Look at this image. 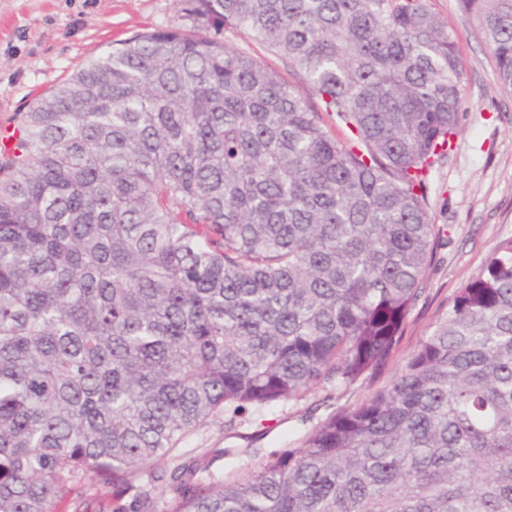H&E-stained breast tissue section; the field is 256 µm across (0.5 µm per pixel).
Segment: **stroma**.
<instances>
[{"instance_id":"obj_1","label":"stroma","mask_w":512,"mask_h":512,"mask_svg":"<svg viewBox=\"0 0 512 512\" xmlns=\"http://www.w3.org/2000/svg\"><path fill=\"white\" fill-rule=\"evenodd\" d=\"M430 4L453 32L465 91L462 132L428 176L426 208L441 238L401 343L405 353L430 332L439 307L478 272L490 248L512 237V94L500 89L484 41L457 0ZM178 10L177 0H0V125L17 122L112 43L177 25ZM371 390L367 382L318 388L259 418L216 414L182 440L176 461L199 457L232 479L259 458L296 447L313 424ZM173 462L159 461L156 472Z\"/></svg>"}]
</instances>
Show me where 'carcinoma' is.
<instances>
[{"instance_id": "obj_1", "label": "carcinoma", "mask_w": 512, "mask_h": 512, "mask_svg": "<svg viewBox=\"0 0 512 512\" xmlns=\"http://www.w3.org/2000/svg\"><path fill=\"white\" fill-rule=\"evenodd\" d=\"M512 92V0H457ZM0 158V512L90 474L112 512H512V238L396 360L440 229L464 62L429 0H179ZM243 30L327 116L233 48ZM394 372L226 481L149 473L219 412ZM132 500L124 502L131 490Z\"/></svg>"}]
</instances>
